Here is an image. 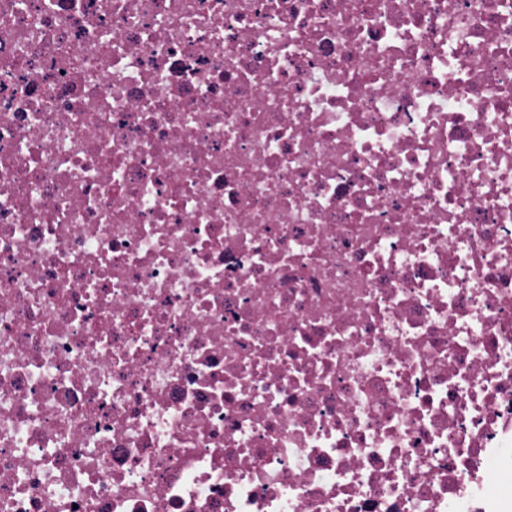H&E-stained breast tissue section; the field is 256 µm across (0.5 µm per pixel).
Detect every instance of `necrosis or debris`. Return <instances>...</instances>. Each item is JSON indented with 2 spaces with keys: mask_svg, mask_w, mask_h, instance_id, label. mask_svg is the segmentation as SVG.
<instances>
[{
  "mask_svg": "<svg viewBox=\"0 0 512 512\" xmlns=\"http://www.w3.org/2000/svg\"><path fill=\"white\" fill-rule=\"evenodd\" d=\"M0 512H512V0H0Z\"/></svg>",
  "mask_w": 512,
  "mask_h": 512,
  "instance_id": "necrosis-or-debris-1",
  "label": "necrosis or debris"
}]
</instances>
